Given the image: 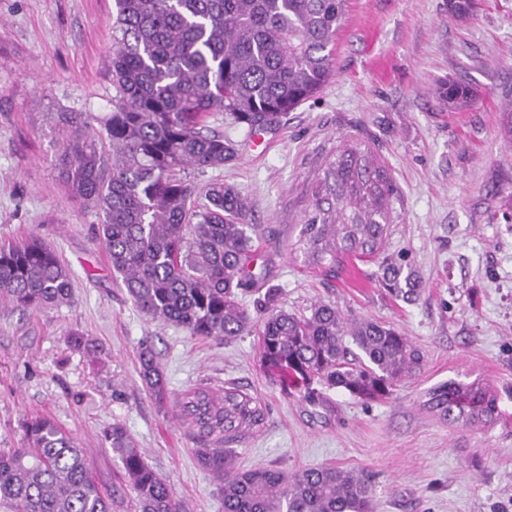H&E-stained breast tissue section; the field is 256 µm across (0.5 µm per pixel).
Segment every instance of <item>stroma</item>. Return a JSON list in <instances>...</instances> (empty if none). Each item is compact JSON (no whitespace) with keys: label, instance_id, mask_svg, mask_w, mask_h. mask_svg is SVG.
Instances as JSON below:
<instances>
[{"label":"stroma","instance_id":"stroma-1","mask_svg":"<svg viewBox=\"0 0 512 512\" xmlns=\"http://www.w3.org/2000/svg\"><path fill=\"white\" fill-rule=\"evenodd\" d=\"M114 0H0V244L42 237L72 272L73 301L23 310L0 304V448L23 442L33 415L56 421L83 449L110 512H135L134 493L104 430L125 426L189 512H224L201 441L176 405L200 385H234L259 400L263 428L235 442L240 468L293 474L333 466L369 481L372 512H512V143L500 134L512 95V0H480L458 18L448 0H347L334 72L253 147L246 127L210 119L236 157L194 175L198 192L233 186L260 225L268 261L258 293L275 288L288 311L330 301L348 316L401 330L421 355L385 399L340 388L305 397L259 361L257 330L220 343L144 316L95 235L96 209L71 199L60 175L59 112L105 113ZM475 92L451 110L439 84ZM346 140L369 146L394 182L388 249L419 275L407 303L350 260L306 267L293 248L308 190ZM85 344L70 348L69 333ZM150 344L167 384L158 404L139 376ZM478 382L497 416L466 426L433 410L430 392Z\"/></svg>","mask_w":512,"mask_h":512}]
</instances>
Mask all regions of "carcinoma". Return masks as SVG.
I'll return each mask as SVG.
<instances>
[{
  "label": "carcinoma",
  "instance_id": "carcinoma-1",
  "mask_svg": "<svg viewBox=\"0 0 512 512\" xmlns=\"http://www.w3.org/2000/svg\"><path fill=\"white\" fill-rule=\"evenodd\" d=\"M114 2L112 111L55 113L64 185L74 200L102 213L98 240L134 306L222 343L253 322L241 297L254 285L260 229L247 223L249 206L230 185H210L207 203L197 205L188 170L235 158L234 145L207 126L214 113L263 131L319 92L332 73L345 0ZM438 94L454 109L474 97L454 80ZM393 191L381 158L343 142L311 185L296 242L304 263L334 268L346 259H377L380 286L415 301L419 277L386 255ZM72 297L71 272L50 245L32 238L0 246V301L30 309ZM256 304L263 368L309 394L317 380L360 399L385 398L420 361L397 328L348 318L331 302L316 301L299 316L279 306L269 288ZM139 365L150 394L164 400L166 381L148 344ZM432 402L448 419L471 424L493 420L497 410L496 396L478 383L450 380L433 391ZM181 408L213 443L195 455L217 482L224 512H369L368 481L336 467L292 476L236 469L224 444L260 430L265 420L262 405L242 390L193 388ZM22 427V446L0 451V512H108V495L73 437L42 415ZM105 439L137 512H187L123 425L112 424Z\"/></svg>",
  "mask_w": 512,
  "mask_h": 512
}]
</instances>
